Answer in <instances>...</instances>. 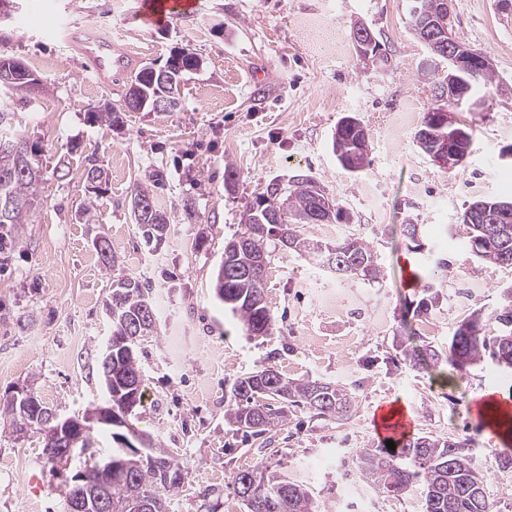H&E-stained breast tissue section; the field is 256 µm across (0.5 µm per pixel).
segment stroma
I'll use <instances>...</instances> for the list:
<instances>
[{
	"instance_id": "stroma-1",
	"label": "stroma",
	"mask_w": 512,
	"mask_h": 512,
	"mask_svg": "<svg viewBox=\"0 0 512 512\" xmlns=\"http://www.w3.org/2000/svg\"><path fill=\"white\" fill-rule=\"evenodd\" d=\"M112 2L17 0L0 23V58L22 61L43 86L26 96L0 90L15 132L39 142L43 169L28 223L0 247V404L21 390L64 417L104 404L98 364L112 332L105 306L113 280L130 276L149 284L159 319L138 352L145 392L136 426L187 469L170 512H245L233 477L265 455L225 424L224 411L233 382L266 364L355 389L349 420L299 409L275 442L278 461L303 472L320 512H348L342 478L355 474L356 451L385 447L371 423L379 402L411 409L418 432L478 451L500 447L471 406L485 392L512 396V374L484 363L445 378L404 360L399 345L407 338L446 348L459 321L496 308L512 285V268L474 265L457 222L475 199L512 197V164L499 158L512 146V11H498L496 0H453L454 36L491 57L496 80L481 106L460 115L474 131L471 154L442 171L414 139L430 87L417 71L422 51L407 0H199L195 12L157 26L133 22ZM358 20L381 32L390 67L358 58L350 37ZM69 28L111 41L134 72L162 67L181 48L203 66L185 77L180 109L125 111L129 77L100 85L70 46ZM107 101L118 108L109 125L93 117ZM348 114L369 133L368 163L356 173L332 151ZM93 167L103 179L92 192ZM228 167L237 173L229 186ZM296 174L312 176L342 207L337 236L368 243L381 278L339 280L277 247L265 277L276 324L251 338L214 297L217 267L256 196ZM151 178L169 219L155 250L144 247L131 215L136 186ZM406 224L420 225L423 250L412 249ZM102 237L116 258L110 268L93 246ZM436 256L447 260L448 276L439 306L420 320L409 311L419 287L406 272L425 273ZM42 448L38 435L0 415V512H66L85 458L55 469Z\"/></svg>"
}]
</instances>
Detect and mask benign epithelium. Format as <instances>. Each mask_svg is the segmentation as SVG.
<instances>
[{"instance_id": "7a95c632", "label": "benign epithelium", "mask_w": 512, "mask_h": 512, "mask_svg": "<svg viewBox=\"0 0 512 512\" xmlns=\"http://www.w3.org/2000/svg\"><path fill=\"white\" fill-rule=\"evenodd\" d=\"M411 33L418 39L424 49V57L421 64L422 72H427L430 67L438 65L448 71V85L445 86L439 107L434 114L433 124L454 128L458 119L453 109L446 107V103L457 105L469 97L472 86L464 83L460 75L466 74L473 78L482 72L494 67L490 56L481 51L467 47L457 41L447 26V20L443 19L437 26H424L419 20L413 21ZM352 42L361 60L369 63L377 58L378 53L374 50L377 42L371 28L362 21H357L352 27ZM172 65L157 69L153 66L146 68L148 77L152 82L159 85L154 96L153 106L157 111H173L180 106L182 99V84L178 83L171 74ZM0 80L9 83L21 91L32 92L37 89L39 81L33 74L17 76L10 72L0 75ZM345 123L357 133L356 148L349 159H343L345 165L356 163V157L366 154L369 149V135L360 121L355 117H349ZM417 144L430 157L431 161L438 168L447 171L461 165L469 156L471 143L464 133H454L452 137H433L424 130L417 139ZM316 197L319 200V209L313 216H305V221L330 222L335 217V208L329 201V195L322 187H317ZM15 402L21 406L22 417L49 416L52 423L48 442L50 448L47 453L55 452V448L64 447L73 442V435L84 429V423L112 424V408L98 407L84 420L72 417H62L56 413L46 414L41 402L31 393L20 392L15 397Z\"/></svg>"}]
</instances>
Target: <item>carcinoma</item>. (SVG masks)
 I'll use <instances>...</instances> for the list:
<instances>
[{
	"label": "carcinoma",
	"instance_id": "1",
	"mask_svg": "<svg viewBox=\"0 0 512 512\" xmlns=\"http://www.w3.org/2000/svg\"><path fill=\"white\" fill-rule=\"evenodd\" d=\"M409 12L417 18L432 22L444 10L445 0H408ZM199 68L198 56L186 51L175 67L176 80H184L187 73ZM11 113L0 109V147H13L22 137L7 128ZM41 175L34 168L22 165L7 179L0 178V229H11L26 223L38 200ZM282 191L288 198V210L282 213L277 225L288 238L286 248L312 256L340 280L358 279L374 282L381 270L377 255L355 236L323 242L297 234L298 217L315 206L312 182L305 174L292 176ZM271 186H266L250 206L253 213L233 240L249 241L247 248L224 253L219 270L224 272V283L214 287L215 297L239 320L250 336H265L274 326V317L265 297V279L254 280L237 274L246 267L252 255L262 253L270 259L268 242H282L271 232L263 233L256 225L264 220L263 199L272 198ZM133 198L147 200L153 212L147 215L131 210L138 224L143 242L149 248H158L166 234L168 218L155 201L153 191L139 186ZM469 245L477 264L512 267V218L508 231L498 232L492 224L465 219ZM443 259L431 262L432 275L420 289L414 312L418 316L431 313L442 296L440 279L447 271ZM111 303L127 322H140L147 336L157 334V316L149 297V288L137 279L123 278L112 282ZM129 343L112 345V411L126 423L136 416L143 398L144 379L137 353H129ZM434 364H448L460 376L468 368L489 360L497 367L512 368V287L503 289L498 307L488 314L472 312L460 321L448 341V349L428 353ZM231 401L224 413L234 430L259 440V446L269 448L272 438L296 409H306L316 417L338 422L348 420L356 409L354 390L335 382L310 377L292 379L273 365L238 378L231 390ZM94 428L77 433L72 447L59 457L46 456L49 463L68 462L76 454L84 453L91 445ZM120 447L106 455L93 458L92 463L77 475L84 476L83 488H71L68 500L83 499L90 507L85 512H97L91 507L98 485L97 468L112 462V512H140L136 506L148 501L155 512H168L171 496L185 484L187 472L183 465L163 448L154 445L135 450L126 445L128 436L112 433ZM354 463L362 475L379 491L396 497L410 487H423V512H493L494 505L487 492V470L494 465L500 471L512 472V446L504 443L490 454L480 457L465 448V444L449 437L430 434L414 436L395 450L363 448L356 453ZM234 495L240 499L246 512H254L252 499L262 497L269 504L268 512H318L319 504L307 485L291 478L288 473L265 463L241 470L233 477Z\"/></svg>",
	"mask_w": 512,
	"mask_h": 512
}]
</instances>
